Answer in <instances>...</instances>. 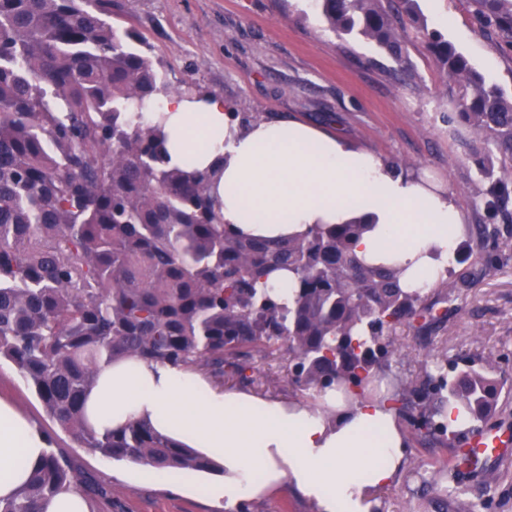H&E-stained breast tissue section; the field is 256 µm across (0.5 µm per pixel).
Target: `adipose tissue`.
Wrapping results in <instances>:
<instances>
[{
  "label": "adipose tissue",
  "mask_w": 512,
  "mask_h": 512,
  "mask_svg": "<svg viewBox=\"0 0 512 512\" xmlns=\"http://www.w3.org/2000/svg\"><path fill=\"white\" fill-rule=\"evenodd\" d=\"M173 166L220 165L224 221L247 237L281 239L315 224L370 222L355 244L372 264L401 270L402 287L426 291L455 247L460 215L447 197L389 173L349 142L293 121L243 129L220 99L172 95L162 103ZM85 409L96 430L148 418L162 432L224 466L209 500L235 512L268 485L286 482L317 512H375L404 458V433L387 393L370 399L329 390L316 407L284 405L207 384L182 367L129 359L102 367ZM48 442L0 399V499H8L46 453Z\"/></svg>",
  "instance_id": "ef3b65f1"
}]
</instances>
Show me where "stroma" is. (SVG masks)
<instances>
[{
	"label": "stroma",
	"mask_w": 512,
	"mask_h": 512,
	"mask_svg": "<svg viewBox=\"0 0 512 512\" xmlns=\"http://www.w3.org/2000/svg\"><path fill=\"white\" fill-rule=\"evenodd\" d=\"M422 12L487 79L512 95V48L480 35L470 0H419ZM112 22L141 32L151 57L175 94L182 82L223 100L239 119L295 121L350 140L395 173L444 190L462 215L458 241L479 223L482 183L461 158L468 132L456 121L450 84L408 21L410 78L373 41L333 31L315 0H113ZM496 266L476 272L448 303V317L433 330L449 362L493 358L502 386L487 428L512 431V229L488 241ZM252 385L228 390L269 401L313 406L312 391L291 387L285 360H256ZM0 399L11 401L44 433L56 452L74 458L106 489L88 499V512H214L201 488L211 477L179 476L172 483L144 480L140 465L116 462L78 447L46 415L15 367L0 360ZM451 449L407 436L403 464L377 494L376 512H512V459L479 470L461 469L431 485ZM249 512H316L284 483L250 501Z\"/></svg>",
	"instance_id": "stroma-1"
}]
</instances>
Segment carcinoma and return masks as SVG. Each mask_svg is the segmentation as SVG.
<instances>
[{"label": "carcinoma", "instance_id": "carcinoma-1", "mask_svg": "<svg viewBox=\"0 0 512 512\" xmlns=\"http://www.w3.org/2000/svg\"><path fill=\"white\" fill-rule=\"evenodd\" d=\"M344 35L375 41L407 72L409 17L453 84L460 124L482 147L463 159L484 184L487 223L469 226L458 272L438 298L399 286L400 271L359 258L365 221L316 224L282 240L248 238L224 223L214 194L219 169L171 167L164 127L151 115L165 89L146 39L109 21L112 0H0V359L10 361L57 425L82 448L184 474L224 472L204 453L165 436L147 418L103 432L87 427L84 398L100 368L131 358L242 383L251 356L288 354L291 384L319 393L343 385L371 395L401 352L397 329L428 334L435 307L472 269L499 260L485 242L512 224V97L431 28L418 0H319ZM478 29L512 47V0H471ZM286 269L292 304L264 288ZM397 384L391 401L415 436L461 448L448 429L452 401L470 423L499 399L492 363L448 381V355ZM104 493L74 462L48 449L0 512H42L47 498Z\"/></svg>", "mask_w": 512, "mask_h": 512}]
</instances>
